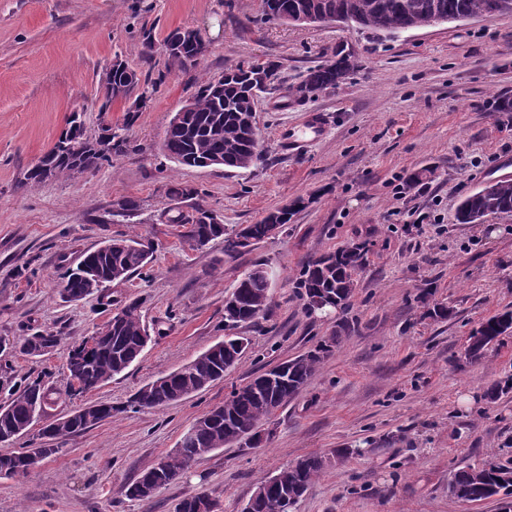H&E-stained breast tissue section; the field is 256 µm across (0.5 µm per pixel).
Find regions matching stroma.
I'll return each instance as SVG.
<instances>
[{
  "instance_id": "obj_1",
  "label": "stroma",
  "mask_w": 512,
  "mask_h": 512,
  "mask_svg": "<svg viewBox=\"0 0 512 512\" xmlns=\"http://www.w3.org/2000/svg\"><path fill=\"white\" fill-rule=\"evenodd\" d=\"M260 13L261 0H0V337L48 329L61 338L40 357L0 351L11 376L0 403L39 374L55 390L47 418L90 402L126 404L223 339L224 298L247 271L264 263L275 275L268 310L242 328L249 345L223 379L60 440L59 453L25 478H0V512H175L202 490L217 512H242L260 481L310 455L330 464L294 512H501L495 498H453L448 483L465 465L512 458V392L485 396L512 376V333L478 362L464 357L473 330L512 311V217L457 224L453 214L512 164V112L496 108L498 94L512 95V13L382 40L333 22L263 23ZM178 27L208 43L200 66L171 64L164 40ZM339 47L357 61L346 83L289 98L287 87ZM116 57L138 75H166L132 121L128 101L100 109L102 72ZM254 58L278 63L283 84L257 101L263 161L228 171L166 156L169 122L199 85ZM312 111L327 115L324 136L283 151L280 131ZM74 113L90 136L108 124L123 129L126 148L80 176L25 182ZM418 171L422 181L408 185ZM175 184L198 194L172 195ZM124 198L139 203L127 220L112 214ZM292 203L282 231L233 257L220 238L191 247L186 225L173 221L201 204L236 229ZM127 234L151 240L153 259L112 293L140 300L153 339L123 373L69 398V351L110 312L94 296L63 299L62 278L86 251ZM353 243L365 255L349 307L308 313L296 288L302 266ZM437 304L447 318L430 316ZM324 343L331 350L307 385L261 424V444L198 458L151 500L126 496L233 389ZM340 448L356 454L336 461Z\"/></svg>"
}]
</instances>
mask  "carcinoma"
Returning a JSON list of instances; mask_svg holds the SVG:
<instances>
[{
	"mask_svg": "<svg viewBox=\"0 0 512 512\" xmlns=\"http://www.w3.org/2000/svg\"><path fill=\"white\" fill-rule=\"evenodd\" d=\"M512 0H263L260 22L288 21L299 13H315L329 18H339L346 24L364 30L375 37L395 36L403 31L431 25L436 18L449 20L492 16L512 11L507 4ZM208 44L200 37L183 42L178 52L169 56L171 63L187 68V64L205 58ZM351 55L336 52V60L325 61L306 71L294 92L305 95L322 91L345 81L355 70ZM279 66L268 60H247L226 69L224 97L212 94L214 80H206L190 102L183 123L169 125L163 141V151L177 163L190 167H209L221 157L228 170H248L258 166L256 147L247 137L248 124L255 112L256 99L262 93L275 89ZM165 78L140 80L135 70L125 61L114 57L101 79L104 101L100 110H109L116 100L114 89L124 88V94L134 93L140 83L158 87ZM126 146L122 134L102 128L101 135L89 137L80 118L71 116L58 141L41 159V165L28 170L25 179L38 182L46 178L71 176L74 159L78 158L88 169L112 163V152ZM294 208L283 207L268 213L261 222L246 226V235L228 231L216 221L213 212L202 206L189 216L178 215L173 224H188V238L197 248L212 240L224 237V254L233 256L269 237V226L284 227L291 221ZM495 215L512 216V178L498 179L486 189H478L458 206L454 219L458 224H476L482 218ZM109 251L99 247L84 254L76 269L62 281L60 292L69 300H81L98 292V283H121L141 272L151 263L154 245L138 236L111 239ZM364 248L347 246L336 252L307 262L301 270L298 288L309 300L320 293L335 296L336 305L349 306L356 289L354 275L362 264ZM98 267L100 281L86 276L85 266ZM270 299L269 273L264 264H257L247 272L224 301V330L235 331L255 322L268 308ZM512 329V311L494 315L483 322L468 338L464 357L477 362L498 338ZM98 349L84 353L83 344L74 346L67 358L66 369L70 377L78 380L82 388L76 390L66 382L69 396L92 391L112 377L128 369L141 355L150 339L149 327L143 320L140 303L124 302L120 317H114L100 326ZM246 337L231 335L228 350L208 348L184 365L185 371H173L142 386L123 407L94 404L85 413H79L66 423L54 421L39 431L38 438L62 440L67 436L89 429L127 409H161L179 400L182 394L198 392L224 377L241 359L244 350L235 347L234 341ZM59 342L51 331L39 330L24 337L18 348L21 353L38 357ZM324 344L316 349L283 362L288 371V384L272 396L256 394L244 388L235 389L224 400L220 412L212 418L197 419L187 430L186 450L161 458L160 465H151L126 487V496L148 501L162 487L179 479L190 466L193 457L204 456L224 447L229 437L252 447L262 441L259 424L294 399L307 385L319 367ZM53 389L43 378H26L8 401L0 405V435L13 440L28 435L30 426L37 420L43 407L52 400ZM59 452L57 448H22L0 455V477L21 478L34 469L33 455L45 460ZM329 461L311 455L281 469L261 481L250 496L253 512H292L313 482L325 471ZM452 496L466 502H479L500 494L512 496V460L488 463L481 466L466 465L456 471L451 480ZM216 502L205 492H199L181 501L178 512H215Z\"/></svg>",
	"mask_w": 512,
	"mask_h": 512,
	"instance_id": "obj_1",
	"label": "carcinoma"
}]
</instances>
